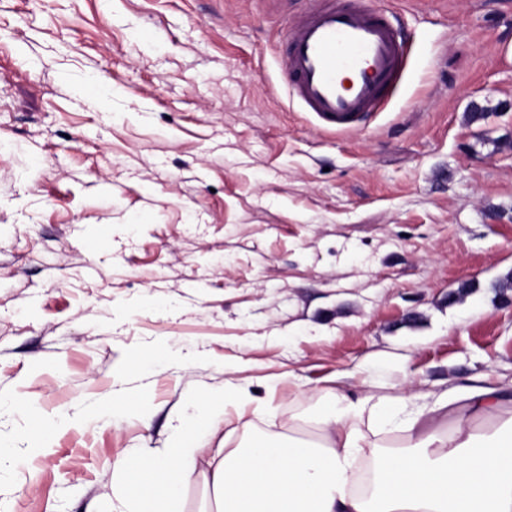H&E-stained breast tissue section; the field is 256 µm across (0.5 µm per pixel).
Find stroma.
I'll list each match as a JSON object with an SVG mask.
<instances>
[{
  "mask_svg": "<svg viewBox=\"0 0 512 512\" xmlns=\"http://www.w3.org/2000/svg\"><path fill=\"white\" fill-rule=\"evenodd\" d=\"M376 2L406 67L336 134L281 75L307 0H0V512H113L126 455L340 381H512V0Z\"/></svg>",
  "mask_w": 512,
  "mask_h": 512,
  "instance_id": "obj_1",
  "label": "stroma"
}]
</instances>
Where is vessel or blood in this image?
Returning <instances> with one entry per match:
<instances>
[{
	"label": "vessel or blood",
	"instance_id": "b4317fda",
	"mask_svg": "<svg viewBox=\"0 0 512 512\" xmlns=\"http://www.w3.org/2000/svg\"><path fill=\"white\" fill-rule=\"evenodd\" d=\"M282 59L291 97L318 127L350 133L388 102L405 44L389 13L370 0H312Z\"/></svg>",
	"mask_w": 512,
	"mask_h": 512
}]
</instances>
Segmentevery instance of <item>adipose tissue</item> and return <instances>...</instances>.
Returning <instances> with one entry per match:
<instances>
[{
    "mask_svg": "<svg viewBox=\"0 0 512 512\" xmlns=\"http://www.w3.org/2000/svg\"><path fill=\"white\" fill-rule=\"evenodd\" d=\"M366 405L328 392L308 417L319 442L263 433L212 457L204 479L213 512H512V387ZM395 431L397 446L368 439ZM199 450L179 431L168 448L127 455L117 512H172Z\"/></svg>",
    "mask_w": 512,
    "mask_h": 512,
    "instance_id": "ef3b65f1",
    "label": "adipose tissue"
}]
</instances>
